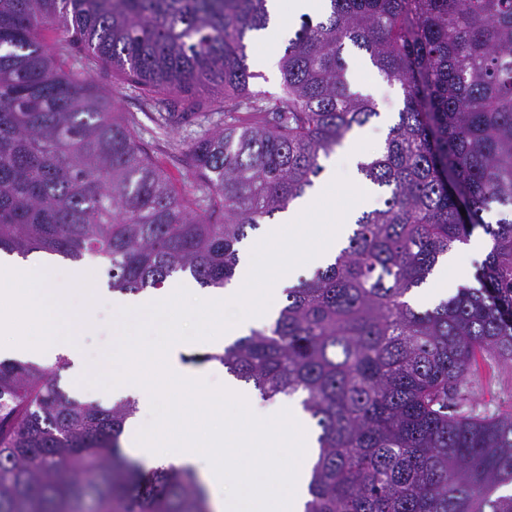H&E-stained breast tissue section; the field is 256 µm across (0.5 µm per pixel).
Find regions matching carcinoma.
<instances>
[{
	"label": "carcinoma",
	"mask_w": 512,
	"mask_h": 512,
	"mask_svg": "<svg viewBox=\"0 0 512 512\" xmlns=\"http://www.w3.org/2000/svg\"><path fill=\"white\" fill-rule=\"evenodd\" d=\"M255 94L245 39L267 0H0V253L101 266L138 295L183 273L236 276L247 230L313 188L321 160L380 115L346 80L349 45L402 90L382 148L357 165L386 195L333 260L284 290L275 321L207 353L265 401L301 397L318 429L304 512H512V414L454 411L482 355L512 362V0H329ZM78 49L159 107L168 127L224 126L177 148L176 186L93 81ZM466 215H461L460 209ZM497 210L492 223L487 216ZM493 240L463 286L411 292L476 230ZM69 362L0 361V512H212L191 468L143 474L121 449L131 397L59 385ZM60 385L65 390L78 394L82 397L97 399V400H103V401H109L112 402V393L110 395L103 394L100 395V392L102 388L96 387V389L90 388L83 380L80 379L78 375H76L70 366L68 371L62 372V377L60 379ZM90 392H93V394H90Z\"/></svg>",
	"instance_id": "1"
}]
</instances>
